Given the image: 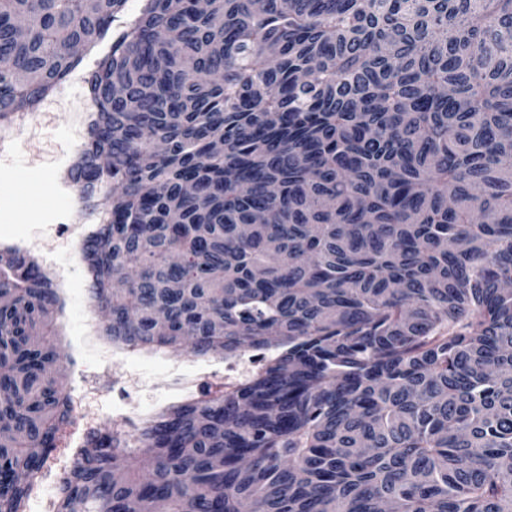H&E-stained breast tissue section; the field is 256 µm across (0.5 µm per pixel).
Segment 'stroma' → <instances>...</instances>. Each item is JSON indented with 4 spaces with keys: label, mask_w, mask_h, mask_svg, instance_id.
I'll return each instance as SVG.
<instances>
[{
    "label": "stroma",
    "mask_w": 512,
    "mask_h": 512,
    "mask_svg": "<svg viewBox=\"0 0 512 512\" xmlns=\"http://www.w3.org/2000/svg\"><path fill=\"white\" fill-rule=\"evenodd\" d=\"M65 104L46 124L21 129L12 141L0 146V225H9L14 236L34 242L32 253L44 269L63 268L68 273V305L58 318L62 356L53 370L66 391H73L81 377L98 409L97 426L111 432L116 414L134 409L135 426L171 406L209 394L210 384L200 377L213 368L217 354L197 357L188 351L141 352L131 356L110 353L103 336L83 332L87 314L104 321L86 286L80 254L68 249L56 235L59 224L84 222V205L64 195L59 186L62 163L74 162L80 149L74 137L80 104L88 94L84 83L63 81L54 88ZM129 374L137 381L132 403L112 392V380Z\"/></svg>",
    "instance_id": "obj_1"
}]
</instances>
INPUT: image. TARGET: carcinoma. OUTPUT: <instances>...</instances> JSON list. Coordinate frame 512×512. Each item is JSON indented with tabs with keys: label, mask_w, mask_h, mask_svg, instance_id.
I'll return each mask as SVG.
<instances>
[{
	"label": "carcinoma",
	"mask_w": 512,
	"mask_h": 512,
	"mask_svg": "<svg viewBox=\"0 0 512 512\" xmlns=\"http://www.w3.org/2000/svg\"><path fill=\"white\" fill-rule=\"evenodd\" d=\"M124 2L0 0V121ZM85 82L104 335L266 358L89 432L58 512H512V0H143ZM60 307L0 250V512L71 423Z\"/></svg>",
	"instance_id": "obj_1"
}]
</instances>
